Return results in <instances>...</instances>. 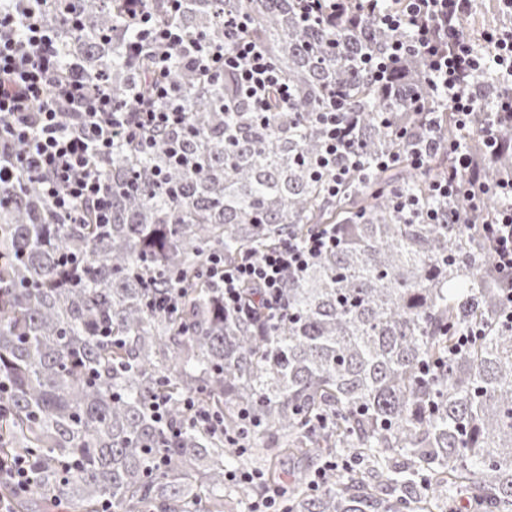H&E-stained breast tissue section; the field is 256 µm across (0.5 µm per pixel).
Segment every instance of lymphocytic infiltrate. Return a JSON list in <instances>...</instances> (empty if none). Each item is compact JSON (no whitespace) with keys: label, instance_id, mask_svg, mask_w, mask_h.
Segmentation results:
<instances>
[{"label":"lymphocytic infiltrate","instance_id":"1","mask_svg":"<svg viewBox=\"0 0 512 512\" xmlns=\"http://www.w3.org/2000/svg\"><path fill=\"white\" fill-rule=\"evenodd\" d=\"M295 0L302 21L332 28L375 23L392 34L384 50L364 63L370 80L379 88L390 85L402 54L424 58L429 76L423 86H409L401 94L422 109L420 130L411 137V163L427 169L433 159L447 154V169L433 179V197L444 207H425L418 198L393 191L395 209L423 224L482 223L484 239L494 260L499 284L512 303V178L489 184L482 180L469 151L448 141L430 105L455 112L460 131L469 132L474 112L484 111L480 136L487 155L501 147L500 132L512 126V0H498L499 11L510 24H490L481 43H473L462 21L471 15L474 0ZM42 0H24L18 7L0 5V188L29 180L62 214L80 224L112 221V187L101 165L119 144L148 148L161 135H174L188 125L189 115L181 89L171 80L172 51L183 45L181 29L151 20V0H122L127 22L137 29L130 62L141 54L150 57L148 74L129 88V106H118L102 78L87 75L81 61L60 62L56 32L42 21ZM248 20L225 16L224 36L195 42L187 58L200 79L214 81L231 76L237 99L250 112L266 118L272 109L290 112L295 95L274 63L267 47L245 38ZM493 72L500 92L492 110H485L486 92L478 77ZM324 131L323 148L314 174L329 195H336L349 175L394 167L399 155L385 152L367 163L354 147L356 116L343 88L326 93L325 107L316 113ZM493 195L501 200L493 214L482 201ZM465 197L464 210L447 207V200ZM339 243L335 225L316 226L305 238H288L261 256L245 254L234 262L212 255L206 274L224 294L225 311L251 316L261 310L266 328H274L288 315L284 288L289 275L302 274L319 256ZM257 290V305L246 303L244 287Z\"/></svg>","mask_w":512,"mask_h":512}]
</instances>
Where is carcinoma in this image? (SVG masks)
Wrapping results in <instances>:
<instances>
[{"label": "carcinoma", "instance_id": "obj_1", "mask_svg": "<svg viewBox=\"0 0 512 512\" xmlns=\"http://www.w3.org/2000/svg\"><path fill=\"white\" fill-rule=\"evenodd\" d=\"M120 4L77 0L70 20L50 0L45 20L123 105L135 74ZM152 7L188 41L222 38L224 15L246 16V37L270 49L295 108L267 123L242 103L226 112L231 81L203 82L180 65L190 165L173 166L164 140L114 153L105 164L112 223L76 224L28 181L0 188V463L25 455L42 466L18 512H99L106 502L121 512H204L207 503L224 512V460L257 458L277 482L273 448L354 460L320 490L293 473L287 512H434V493L458 489L483 512H512V322L479 226L417 224L392 207L394 188L428 199L448 156L410 168L399 131L420 117L358 68L388 33L309 25L293 0ZM401 71L418 79L423 63L409 55ZM336 86L356 112L355 148L401 163L356 172L330 197L312 176L322 145L314 113ZM465 145L486 178L512 174L511 144L493 158L475 132ZM318 224L338 226L340 243L288 276L287 318L269 331L259 311L224 312L203 276L211 254H258ZM61 251L76 257L73 267L57 265ZM149 278L184 284L177 314L149 312ZM101 324L112 340L98 336ZM465 324L485 336L460 349ZM428 362L448 370L424 380ZM154 395L169 399L177 421L183 397L195 396L224 418L225 435L186 427L169 436L148 409ZM243 408L259 429L240 418Z\"/></svg>", "mask_w": 512, "mask_h": 512}]
</instances>
